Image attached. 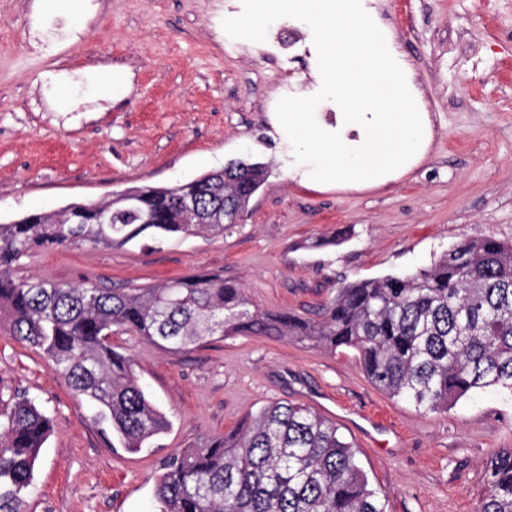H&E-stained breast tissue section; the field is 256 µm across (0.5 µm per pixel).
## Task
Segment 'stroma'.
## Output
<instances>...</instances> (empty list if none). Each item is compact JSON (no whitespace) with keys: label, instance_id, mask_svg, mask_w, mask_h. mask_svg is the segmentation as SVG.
<instances>
[{"label":"stroma","instance_id":"1","mask_svg":"<svg viewBox=\"0 0 512 512\" xmlns=\"http://www.w3.org/2000/svg\"><path fill=\"white\" fill-rule=\"evenodd\" d=\"M39 0H0V222L112 192L186 183L232 160L270 176L223 234L142 235L113 247H42L14 275L80 287L145 288L204 273L241 284L253 308L317 317L343 283L410 273L466 237L512 243V0H363L391 35L427 112L424 156L385 185L304 182L277 116L284 84L320 89L311 28L297 57L270 41L224 43L241 0H86L70 35L42 38ZM108 67L112 98L90 79ZM65 79L60 107L44 73ZM345 234L330 246L327 238ZM112 342L135 362L171 422L150 447H111L53 365L0 332V405L24 395L54 421L26 496L28 512H156L172 450L236 429L276 401L336 421L387 499L388 512H476L483 466L512 448V397L492 390L420 414L377 389L353 354L284 338L231 336L170 354L130 333Z\"/></svg>","mask_w":512,"mask_h":512}]
</instances>
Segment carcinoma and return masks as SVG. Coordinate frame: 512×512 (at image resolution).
<instances>
[{
  "label": "carcinoma",
  "instance_id": "1",
  "mask_svg": "<svg viewBox=\"0 0 512 512\" xmlns=\"http://www.w3.org/2000/svg\"><path fill=\"white\" fill-rule=\"evenodd\" d=\"M267 180L259 163L172 187H139L102 202H71L0 223V329L40 349L78 396L94 403L120 447L136 452L170 427L112 334L133 333L178 353L226 336H276L352 351L368 380L422 413H445L493 387L512 396V243L466 237L430 266L350 281L320 319L259 312L233 281L196 275L110 290L19 280L38 246L127 243L150 232L224 233ZM53 420L26 396L0 411V512H26V493ZM159 512H386L354 442L309 407L274 402L231 434L173 452L158 477ZM476 512H512V448L485 464Z\"/></svg>",
  "mask_w": 512,
  "mask_h": 512
}]
</instances>
